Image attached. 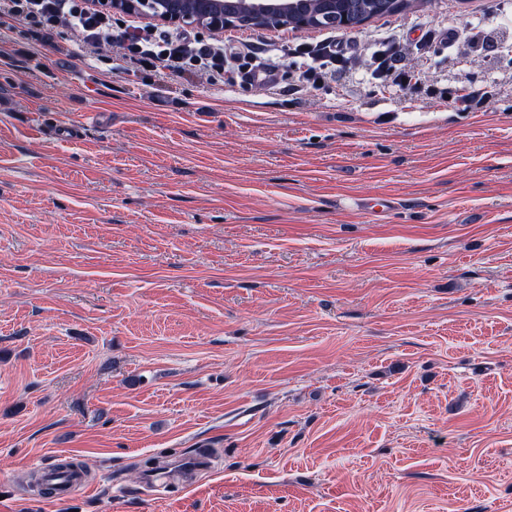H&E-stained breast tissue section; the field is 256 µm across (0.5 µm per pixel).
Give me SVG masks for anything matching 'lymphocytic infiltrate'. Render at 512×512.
Wrapping results in <instances>:
<instances>
[{"label": "lymphocytic infiltrate", "instance_id": "obj_1", "mask_svg": "<svg viewBox=\"0 0 512 512\" xmlns=\"http://www.w3.org/2000/svg\"><path fill=\"white\" fill-rule=\"evenodd\" d=\"M21 21L50 30L65 22L78 28L85 43L95 47L117 42L124 59L132 64H159L173 74H190L195 67L209 70L212 81L223 80L240 57L226 54L221 43L198 40L192 35L148 26L118 27L111 14L91 8L89 0H0V20Z\"/></svg>", "mask_w": 512, "mask_h": 512}]
</instances>
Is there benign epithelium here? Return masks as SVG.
I'll return each mask as SVG.
<instances>
[{
  "mask_svg": "<svg viewBox=\"0 0 512 512\" xmlns=\"http://www.w3.org/2000/svg\"><path fill=\"white\" fill-rule=\"evenodd\" d=\"M95 3L104 11L137 14L164 25L197 26L220 34L224 28L239 23L265 30L271 21L290 18L289 10L297 5V0H247L248 13L243 17L224 6V0H202L194 17L181 9L180 0H95Z\"/></svg>",
  "mask_w": 512,
  "mask_h": 512,
  "instance_id": "1",
  "label": "benign epithelium"
}]
</instances>
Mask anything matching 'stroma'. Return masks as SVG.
<instances>
[{
	"mask_svg": "<svg viewBox=\"0 0 512 512\" xmlns=\"http://www.w3.org/2000/svg\"><path fill=\"white\" fill-rule=\"evenodd\" d=\"M324 35L249 31L251 86L0 32V512H512V20L416 0L316 88ZM336 43L333 40L328 42H320L315 45H310L304 54L310 60V63H304L303 70L300 73L302 80H313L321 82L322 79L332 76L336 72V67L331 69L328 64H333L336 61ZM318 64V67L312 64ZM375 71L377 72V79L381 83L391 84L398 86L403 90H411L417 84L415 75L410 71L398 69L392 62L387 60V57L382 58ZM44 480L54 489V495L58 500L68 499L76 490L88 486L83 483L81 475L53 468L45 469Z\"/></svg>",
	"mask_w": 512,
	"mask_h": 512,
	"instance_id": "stroma-1",
	"label": "stroma"
}]
</instances>
